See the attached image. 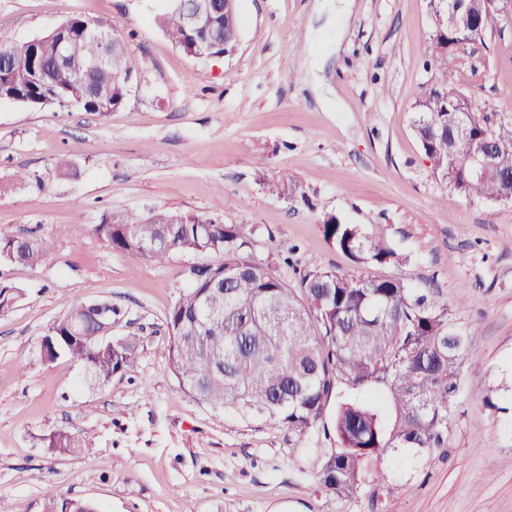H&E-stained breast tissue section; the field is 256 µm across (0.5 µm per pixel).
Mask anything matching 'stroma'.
Returning <instances> with one entry per match:
<instances>
[{
    "mask_svg": "<svg viewBox=\"0 0 512 512\" xmlns=\"http://www.w3.org/2000/svg\"><path fill=\"white\" fill-rule=\"evenodd\" d=\"M166 0H0V45L69 17L111 21L134 67L109 113L0 103V235L46 241L35 269L0 264L21 296L0 312V512H42L55 485L100 512H512V205L471 201L433 175L415 131L430 63L429 0H241L238 45L196 59L154 19ZM454 87L512 123V21L494 17L454 52ZM73 160L76 176L57 158ZM255 228V253L296 283L317 266L390 277L446 301L474 336L445 455L385 457L389 488L328 494L317 475L335 437L211 408L171 373L166 324L195 256L158 263L112 250L105 217L214 214ZM335 218L378 225L405 257L358 265L325 237ZM111 302L112 336L136 365L106 386L41 339L81 302ZM493 406H486V399ZM80 435V453L46 446ZM47 445L53 453L58 454H74L83 447L82 439L62 430L51 433Z\"/></svg>",
    "mask_w": 512,
    "mask_h": 512,
    "instance_id": "1",
    "label": "stroma"
}]
</instances>
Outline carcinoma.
Returning <instances> with one entry per match:
<instances>
[{
    "mask_svg": "<svg viewBox=\"0 0 512 512\" xmlns=\"http://www.w3.org/2000/svg\"><path fill=\"white\" fill-rule=\"evenodd\" d=\"M64 24L74 35V50L65 61L57 58L50 39L36 53L26 42L0 46V53L11 59L0 83L31 98L48 97L59 108L110 112L121 106L132 75L125 47L116 45L104 68L87 67L100 51L92 34L112 29V23L70 17ZM155 24L183 51L203 43L201 33L183 28L171 6L155 17ZM465 34L450 30L431 38V59L454 103L451 61ZM463 101L473 112L458 130L446 102L425 88L417 103L416 135L441 183L467 199L491 201L512 190V125L489 127L479 117V104ZM463 140L493 153L478 178L448 164ZM172 218L163 211L147 217L113 215L93 231L131 258L161 262L175 252L201 258V269L190 270L196 276L192 287L167 315L169 367L188 394L213 409L275 420L301 438L322 420L336 387L345 386L332 422L338 448L319 474L322 488L338 498H350L368 484L388 483V474L372 467L388 454L429 461L448 447V422L467 379L463 355L472 337L456 330L447 303L397 279L363 280L320 269L290 285L255 257L251 225L209 224L204 214L180 215L176 224ZM324 231L356 263L405 260L378 227L328 222ZM160 238L159 249L142 250V241ZM48 250L42 240L0 236V262L36 269ZM95 305L112 309L107 302L74 305L48 330L41 346L47 360L79 362L104 386L134 366L137 342L110 338V319L90 322L88 311ZM77 326L86 327L89 336L74 335ZM47 445L54 453L74 454L82 439L58 430ZM44 503L54 512L96 509L55 488L45 492Z\"/></svg>",
    "mask_w": 512,
    "mask_h": 512,
    "instance_id": "cac0c4a2",
    "label": "carcinoma"
}]
</instances>
